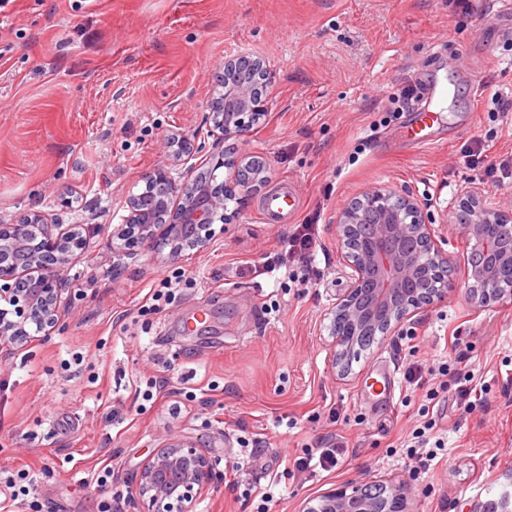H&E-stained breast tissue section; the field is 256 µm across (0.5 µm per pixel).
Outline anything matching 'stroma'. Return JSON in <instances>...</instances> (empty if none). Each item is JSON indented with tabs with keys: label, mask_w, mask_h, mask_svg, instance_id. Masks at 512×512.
<instances>
[{
	"label": "stroma",
	"mask_w": 512,
	"mask_h": 512,
	"mask_svg": "<svg viewBox=\"0 0 512 512\" xmlns=\"http://www.w3.org/2000/svg\"><path fill=\"white\" fill-rule=\"evenodd\" d=\"M4 14L0 224L40 210L102 229L66 268L63 330L0 342V477L33 478L0 512H103V466L130 491L176 440L217 462L195 512H257L260 489L269 512H305L331 490L394 481L409 485V512L512 498V297L479 308L461 293L467 239L450 220L469 194L512 212V183L479 181L463 157L485 136L490 158L512 154V124L490 102L512 94V14L499 0H10ZM245 53L272 70L274 105L224 150L266 158L267 185L228 202L204 252L145 250L113 270L127 199L170 132L204 128L225 60ZM407 85L411 109L391 101ZM419 112L440 115L424 147L407 134ZM282 185L299 218L321 214L319 278L265 268L286 227L264 222L259 203ZM376 189L425 204L454 287L412 317L411 345L385 337L342 375L324 320L349 285L334 224ZM166 269L183 279L156 306L147 294ZM460 358L476 374L469 411L427 397ZM413 365L425 386L408 385ZM155 376L166 387L139 396ZM431 419L445 446L416 479L399 443ZM336 434L348 443L337 470H294Z\"/></svg>",
	"instance_id": "35a3bbf8"
}]
</instances>
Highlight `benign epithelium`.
I'll return each mask as SVG.
<instances>
[{"mask_svg": "<svg viewBox=\"0 0 512 512\" xmlns=\"http://www.w3.org/2000/svg\"><path fill=\"white\" fill-rule=\"evenodd\" d=\"M267 110L254 96L251 85L237 84L228 96L210 105L206 116L207 137L197 133L172 132L165 142L162 165L146 173L145 186L162 182L174 201L165 223H157V213L141 208L137 197L129 198V214L124 223L113 226L112 237L144 249L163 241L179 244L177 250L202 251L208 247L212 226L224 223V181L204 182L195 175L205 150L217 153L215 166L224 165V141L239 137L254 117ZM254 176L241 183L250 192L270 177L265 161ZM369 212L377 213L379 223L370 233L357 234ZM461 232L483 252L481 264L468 269L464 293L478 307L512 295V239L497 243L500 224L512 220V213L489 208L478 200L467 199L452 213ZM97 224H62L56 217L33 211L9 225V241L0 243V340L22 346L31 333L51 336L61 326L66 280L64 271L77 250L89 246L98 231ZM336 237L344 267L349 269V286L336 298L326 314L329 335L338 348L332 368L348 371L362 348L361 336H391L424 306L448 297V259L441 251L432 218L421 202L408 193L386 189L365 194L343 208L336 220ZM428 246V254L405 248L410 240ZM426 279L439 285L429 294L418 288ZM216 463L198 447L186 441H173L157 449L135 475V490L128 498L129 512H193L198 496L214 484ZM307 512H408L406 490L400 485L382 488L370 501L357 487L352 493L334 489Z\"/></svg>", "mask_w": 512, "mask_h": 512, "instance_id": "1", "label": "benign epithelium"}]
</instances>
